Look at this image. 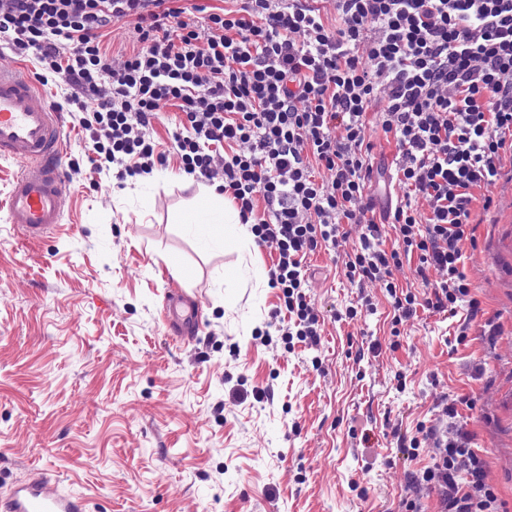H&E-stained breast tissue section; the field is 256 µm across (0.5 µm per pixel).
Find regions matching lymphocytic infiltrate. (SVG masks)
<instances>
[{"mask_svg": "<svg viewBox=\"0 0 512 512\" xmlns=\"http://www.w3.org/2000/svg\"><path fill=\"white\" fill-rule=\"evenodd\" d=\"M332 2L341 18L333 30L307 0H244L200 20L167 0H0V47L35 56L70 85L96 166L151 173L162 158L149 126L160 102H178L173 143L183 171L220 180L257 243L275 245L269 282L295 316L288 336L302 342L320 336L302 260L340 247L347 223L363 229L348 276L382 282L396 321L421 307L455 315L469 294L459 269L469 190L495 181L512 137V0ZM127 19L138 49L116 65L101 39ZM381 92V126L404 158L400 181L430 207L422 222L410 205L395 207L402 248L391 252L361 204L365 111ZM227 143L247 149L221 154ZM316 163L330 181L314 179ZM406 254L417 255L418 276L440 274L424 299L397 290L393 272ZM421 434L435 462L413 484L437 488L446 512H488L481 461L436 429Z\"/></svg>", "mask_w": 512, "mask_h": 512, "instance_id": "lymphocytic-infiltrate-1", "label": "lymphocytic infiltrate"}]
</instances>
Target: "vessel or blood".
<instances>
[{"label": "vessel or blood", "instance_id": "vessel-or-blood-1", "mask_svg": "<svg viewBox=\"0 0 512 512\" xmlns=\"http://www.w3.org/2000/svg\"><path fill=\"white\" fill-rule=\"evenodd\" d=\"M37 87L27 71L0 67V158L22 162L7 210L11 224L29 240L52 229L62 217L67 191L62 130L58 113L36 102ZM199 304L172 291L165 302L164 320L179 338L195 337L201 325ZM0 512H87L85 498L47 487L44 478L16 482L0 498Z\"/></svg>", "mask_w": 512, "mask_h": 512}]
</instances>
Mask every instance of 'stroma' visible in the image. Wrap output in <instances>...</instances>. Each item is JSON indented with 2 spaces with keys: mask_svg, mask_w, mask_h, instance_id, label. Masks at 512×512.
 <instances>
[{
  "mask_svg": "<svg viewBox=\"0 0 512 512\" xmlns=\"http://www.w3.org/2000/svg\"><path fill=\"white\" fill-rule=\"evenodd\" d=\"M386 105L381 94L368 109L363 201L390 251L385 218L407 189L379 124ZM60 113L69 184L47 235L24 239L9 222L22 163L0 158V495L40 473L88 512H403L410 500L442 512L439 492L409 476L433 463L431 443L411 441L439 426L444 400L494 512H512V152L494 184L471 190L469 299L455 316L421 308L394 324L385 288L347 275L360 233L349 224L337 251L303 261L321 331L291 342L269 283L275 248L191 220L207 181L180 169L177 103L152 121L166 163L145 181L98 171ZM173 289L202 306L193 339L165 325Z\"/></svg>",
  "mask_w": 512,
  "mask_h": 512,
  "instance_id": "1",
  "label": "stroma"
}]
</instances>
